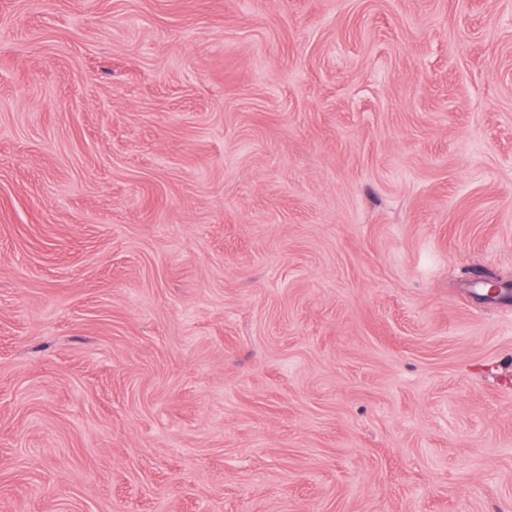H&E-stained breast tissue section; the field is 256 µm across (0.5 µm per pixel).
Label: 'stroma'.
Wrapping results in <instances>:
<instances>
[{"instance_id": "obj_1", "label": "stroma", "mask_w": 512, "mask_h": 512, "mask_svg": "<svg viewBox=\"0 0 512 512\" xmlns=\"http://www.w3.org/2000/svg\"><path fill=\"white\" fill-rule=\"evenodd\" d=\"M0 512H512V0H0Z\"/></svg>"}]
</instances>
